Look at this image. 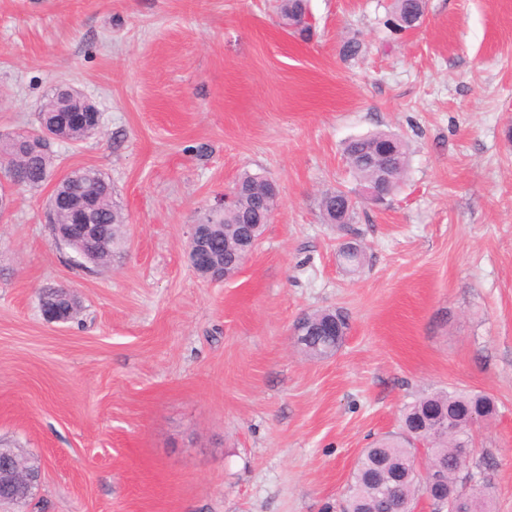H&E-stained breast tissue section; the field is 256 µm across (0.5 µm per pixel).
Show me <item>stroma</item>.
<instances>
[{
  "mask_svg": "<svg viewBox=\"0 0 512 512\" xmlns=\"http://www.w3.org/2000/svg\"><path fill=\"white\" fill-rule=\"evenodd\" d=\"M392 4L310 0L302 39L277 0H0V134L36 128L61 84L102 114L52 143L51 181L13 189L0 219V441L46 463L22 512H339L363 449L448 388L495 400L470 469L512 512V0H427L400 35ZM379 130L409 156L383 207L343 156ZM88 166L127 243L80 268L48 202ZM245 172L277 183L278 207L213 282L190 227ZM334 188L358 200L351 229L320 216ZM59 285L80 311L50 323L39 291ZM324 309L350 329L312 360L291 329Z\"/></svg>",
  "mask_w": 512,
  "mask_h": 512,
  "instance_id": "stroma-1",
  "label": "stroma"
}]
</instances>
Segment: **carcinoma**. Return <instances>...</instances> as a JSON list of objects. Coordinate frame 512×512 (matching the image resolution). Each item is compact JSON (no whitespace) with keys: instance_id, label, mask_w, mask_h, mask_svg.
Segmentation results:
<instances>
[{"instance_id":"cac0c4a2","label":"carcinoma","mask_w":512,"mask_h":512,"mask_svg":"<svg viewBox=\"0 0 512 512\" xmlns=\"http://www.w3.org/2000/svg\"><path fill=\"white\" fill-rule=\"evenodd\" d=\"M426 0H394L392 10L383 22L385 28L396 31L401 24L420 20L424 14ZM283 24L296 25V32L306 34L309 28L303 25L308 13L307 0H281ZM390 135L380 131L353 138L344 146L346 162L361 182L374 180V170L357 161L359 155H373L384 150H396L397 159L393 168V188H398L408 166V153L401 140L392 143ZM17 136L0 135V157L13 164H23L27 169L26 187L35 188L45 182L49 173L50 149L29 157ZM103 174L95 168H83L81 174L64 190L77 196H96L95 217L101 224L110 225L112 249L98 255L99 262L112 260L115 250H123V226L127 219L123 211L112 201V193L105 192L101 182ZM259 175L244 173L239 182L254 184L256 190L241 191L220 210H212L205 217L207 224L224 225V234L214 235L218 251L229 263L236 256L237 244L247 224H267L275 210L273 201L262 197L258 183ZM318 209L327 224L338 220L355 223L356 207L350 195L340 189L327 190L318 199ZM334 313L319 311L305 317L310 334L305 337L302 352L310 359H318L330 345L328 337L317 332V327ZM343 327H348L347 317L336 314ZM496 414L494 400L485 394L448 389L433 392L405 407L402 416L403 434L375 441L364 449L354 469L349 493L343 512H384L381 506V489L396 481V497L403 504L416 503L429 492L428 477L416 466L417 448L411 439L421 437L431 448V458L426 466H438L442 477L450 485L457 484L455 458L459 440L469 434L473 421L491 419ZM460 512H492L489 486L481 484L472 498L465 502Z\"/></svg>"}]
</instances>
